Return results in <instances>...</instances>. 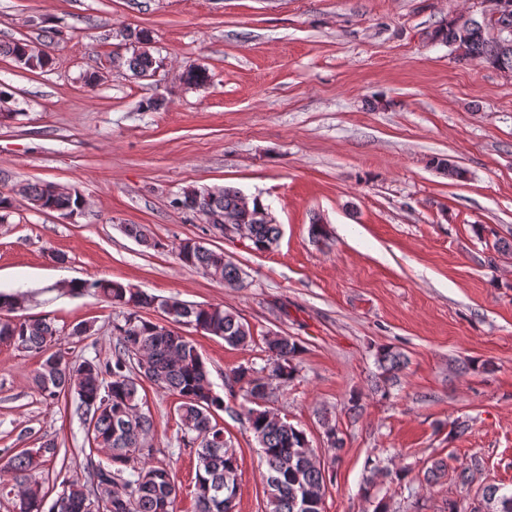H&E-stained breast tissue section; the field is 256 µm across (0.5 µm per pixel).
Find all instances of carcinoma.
I'll return each instance as SVG.
<instances>
[{
  "instance_id": "obj_1",
  "label": "carcinoma",
  "mask_w": 512,
  "mask_h": 512,
  "mask_svg": "<svg viewBox=\"0 0 512 512\" xmlns=\"http://www.w3.org/2000/svg\"><path fill=\"white\" fill-rule=\"evenodd\" d=\"M495 30L512 33V0H505L488 20L455 17L436 27L429 38L453 47L462 60L512 72V40L506 43L493 37ZM150 43L151 34L145 29L125 34L130 52L125 64L136 77L151 76L160 67V61L150 52ZM0 55L27 71H45L52 66V60L26 40L0 43ZM183 80L187 86L200 89L210 76L205 68L190 67L183 73ZM16 194L38 212H57L72 219L83 211L84 199L77 190L58 191L50 182L23 184ZM242 201L241 192L233 187L186 188L173 199V205L181 203L196 213H218L224 216V223L243 228L255 249H270L279 240V225L260 200H253L248 208ZM125 232L147 247L161 246L140 224L126 225ZM176 256L182 265L200 270L226 287L244 286L242 271L225 260L220 249L188 239L180 242ZM69 290L100 296L121 309V319L112 326L116 338L112 360L102 362L94 357L77 364L69 362L60 348L63 329L47 315L0 321V343L43 354L31 377L34 388L50 404L70 399L73 413L82 424L94 426L93 439L99 447L108 449L109 455L96 459L86 454L90 483L63 480L62 491L49 504L42 484L32 479V473L57 459L61 451L57 440L42 437L39 447L13 453L0 465V488L12 484L22 491L14 502V512H88V506L96 502L98 486L105 480L122 486L125 495L103 506V512H176L178 485L172 470L145 461L150 449L143 443L154 435L155 422L140 406L138 392L144 382L178 399L176 413L182 431L179 442L194 445L197 458L196 512H236L238 456L228 441L219 439L224 427L215 418V413L224 410V398L214 391L202 356L183 335V328L203 331L232 346H245L252 342L249 325L221 305L160 298L118 280H75L70 282ZM145 311L159 314L166 324L143 316ZM300 350L291 336L268 335L267 374L241 366L227 376L244 402L253 404L246 410L245 421L260 446L265 466V512H323L325 488L334 478L332 471L310 461L314 450L303 429L283 419L277 421L269 411L257 407L273 382L286 383L293 378L294 360ZM141 355L148 359L145 366L139 360ZM376 363L383 375L394 379L407 358L382 346L376 352ZM482 498L489 512H512V491L488 485Z\"/></svg>"
}]
</instances>
